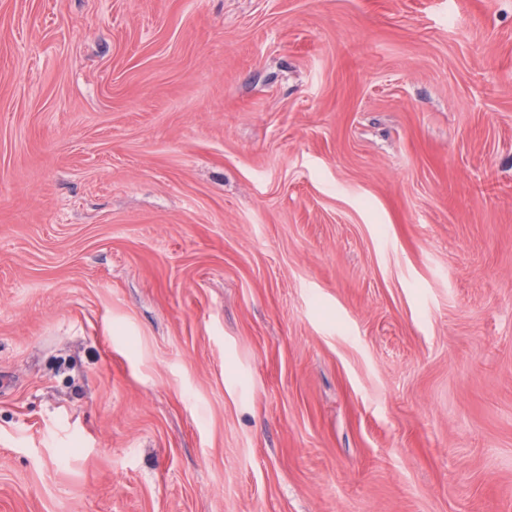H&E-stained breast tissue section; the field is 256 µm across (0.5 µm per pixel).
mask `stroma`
Instances as JSON below:
<instances>
[{"label": "stroma", "mask_w": 512, "mask_h": 512, "mask_svg": "<svg viewBox=\"0 0 512 512\" xmlns=\"http://www.w3.org/2000/svg\"><path fill=\"white\" fill-rule=\"evenodd\" d=\"M0 512H512V0H0Z\"/></svg>", "instance_id": "obj_1"}]
</instances>
